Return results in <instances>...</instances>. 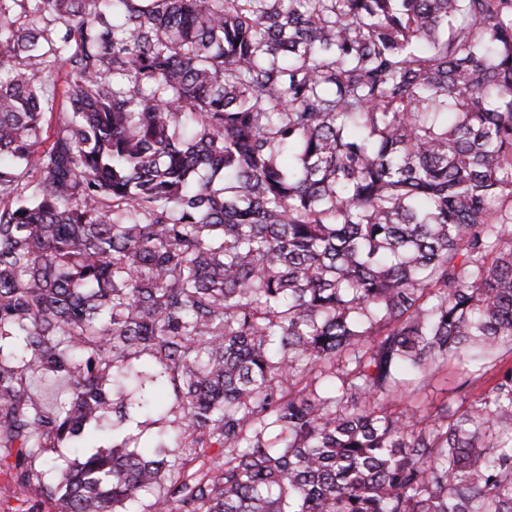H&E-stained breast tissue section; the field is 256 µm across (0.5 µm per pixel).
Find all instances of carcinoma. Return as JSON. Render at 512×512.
Here are the masks:
<instances>
[{
    "label": "carcinoma",
    "mask_w": 512,
    "mask_h": 512,
    "mask_svg": "<svg viewBox=\"0 0 512 512\" xmlns=\"http://www.w3.org/2000/svg\"><path fill=\"white\" fill-rule=\"evenodd\" d=\"M511 353L512 0H0V462L35 497L512 512V367L389 411ZM135 379L181 416L132 447ZM479 365H475L474 362L471 365H464L457 360L449 361L448 364L432 373V376L424 384L417 386L415 390L414 386H410L407 391H404L394 401L390 411L398 413L414 410L418 414L428 416L443 403L448 404V410L455 411L461 405V395L469 392L468 401L471 402L492 386L498 367L492 369L491 366H488L480 371V373L487 371L482 378L472 383L466 391L457 392V387L470 373L477 370Z\"/></svg>",
    "instance_id": "obj_1"
}]
</instances>
